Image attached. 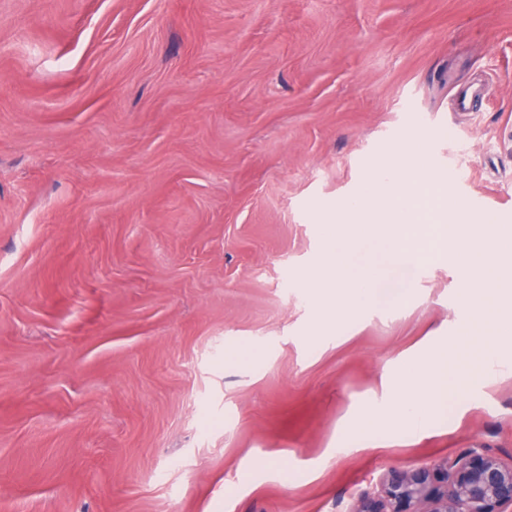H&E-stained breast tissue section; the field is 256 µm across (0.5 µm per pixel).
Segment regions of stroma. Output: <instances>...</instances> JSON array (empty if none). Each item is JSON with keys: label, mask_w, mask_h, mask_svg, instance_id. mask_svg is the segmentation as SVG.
<instances>
[{"label": "stroma", "mask_w": 512, "mask_h": 512, "mask_svg": "<svg viewBox=\"0 0 512 512\" xmlns=\"http://www.w3.org/2000/svg\"><path fill=\"white\" fill-rule=\"evenodd\" d=\"M416 139L512 225V0H0V512H352L511 464L512 343L424 429L352 432L464 326L447 263L331 317L302 280Z\"/></svg>", "instance_id": "1"}]
</instances>
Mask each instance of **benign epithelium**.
Masks as SVG:
<instances>
[{
	"mask_svg": "<svg viewBox=\"0 0 512 512\" xmlns=\"http://www.w3.org/2000/svg\"><path fill=\"white\" fill-rule=\"evenodd\" d=\"M512 506V466L472 448L438 465L391 467L380 495L358 497L354 512H502Z\"/></svg>",
	"mask_w": 512,
	"mask_h": 512,
	"instance_id": "1",
	"label": "benign epithelium"
}]
</instances>
